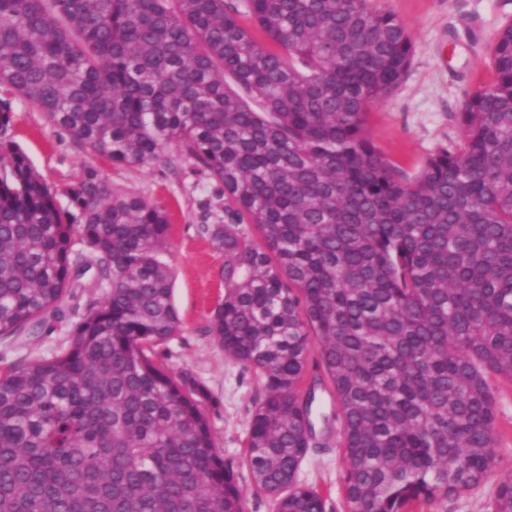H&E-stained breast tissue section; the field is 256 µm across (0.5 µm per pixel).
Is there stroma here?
Instances as JSON below:
<instances>
[{
	"label": "stroma",
	"instance_id": "35a3bbf8",
	"mask_svg": "<svg viewBox=\"0 0 512 512\" xmlns=\"http://www.w3.org/2000/svg\"><path fill=\"white\" fill-rule=\"evenodd\" d=\"M380 4L409 29L414 57L397 92L371 109L367 132L388 157L413 175L439 145L458 139L455 114L466 91L488 79L486 48L500 27L512 21V0H380ZM11 110L14 140L52 188L66 187L87 162L86 152L30 103L12 98ZM192 168L191 161L179 156L167 167L101 165L114 189L151 198L170 217L165 259L173 274L180 330L158 347L157 355L171 370L191 374L210 390L216 400L209 412L213 438L225 458L232 460L238 482L247 487L251 478L244 448L263 383L253 370L226 357L209 332L213 309L224 296L218 278L224 256L204 231L199 204L211 201L215 217L220 218L224 201L216 184L201 179ZM98 293L93 275H85L64 309V318L35 333L0 339V372L67 348L75 308ZM491 387L497 426L493 479L414 512H489L497 479L512 477V380L495 377ZM315 396V406L325 420L316 426V439L297 480L324 493L327 512H345L346 462L339 446L340 422L332 390L325 384L316 386Z\"/></svg>",
	"mask_w": 512,
	"mask_h": 512
}]
</instances>
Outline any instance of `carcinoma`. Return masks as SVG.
<instances>
[{
  "label": "carcinoma",
  "instance_id": "carcinoma-1",
  "mask_svg": "<svg viewBox=\"0 0 512 512\" xmlns=\"http://www.w3.org/2000/svg\"><path fill=\"white\" fill-rule=\"evenodd\" d=\"M413 56L375 0H0V89L91 158L52 189L0 98V337L49 325L90 271L104 288L66 349L0 375V512H244L214 398L156 354L179 328L168 214L96 163L154 166L172 147L224 197L210 331L264 380L255 491L276 512H326L297 481L314 344L346 512H412L491 477L489 378L512 380V23L459 138L410 177L366 117ZM491 512H512V477Z\"/></svg>",
  "mask_w": 512,
  "mask_h": 512
}]
</instances>
